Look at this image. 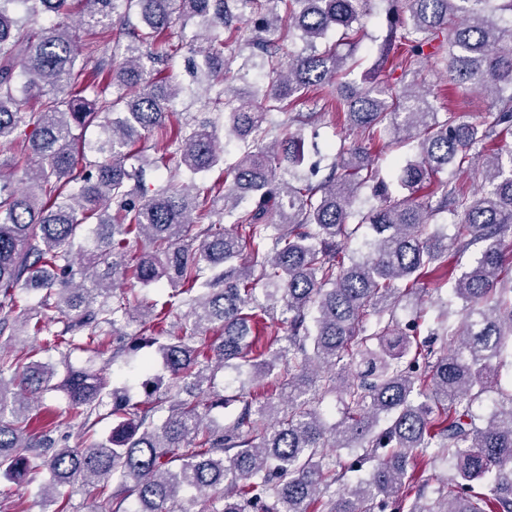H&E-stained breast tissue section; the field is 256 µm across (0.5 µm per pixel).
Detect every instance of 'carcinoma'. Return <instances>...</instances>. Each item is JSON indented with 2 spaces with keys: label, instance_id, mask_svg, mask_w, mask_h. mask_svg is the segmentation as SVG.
<instances>
[{
  "label": "carcinoma",
  "instance_id": "cac0c4a2",
  "mask_svg": "<svg viewBox=\"0 0 512 512\" xmlns=\"http://www.w3.org/2000/svg\"><path fill=\"white\" fill-rule=\"evenodd\" d=\"M367 2L0 0V145L16 147L13 173L0 168V478L47 472L44 512H70L59 487L77 482L85 512H175L180 492L216 489L214 512H512V386L500 384L512 354V149L495 148L512 134V0H386L373 75L337 83L327 114L295 111L353 71ZM43 14L54 21L37 30ZM71 16L88 42L60 22ZM179 21L204 30L190 48L197 83L224 85L225 134L245 146L213 196L170 186L147 196L142 184L144 168L171 160L192 174L224 163L207 125L168 128L184 88L142 63ZM397 45L402 72L443 64L453 85L492 100L488 118L448 108L440 120L426 95L378 80ZM226 48L248 51L235 74ZM252 70L265 82L246 95L232 83ZM326 115L354 137L314 184L299 170L305 130ZM144 132L160 156L136 147ZM387 134L414 151L392 181L373 164ZM473 161L485 168L477 188L440 177ZM365 187L369 206L357 209ZM219 209L233 228L204 223ZM442 213L452 239L433 224ZM354 241L367 251H349ZM438 272L454 280L461 321L445 308L420 339L397 310L418 307ZM121 281L170 292L143 304L116 294ZM19 289L42 295L22 305ZM277 314L286 334L261 343L255 328ZM130 321L148 331L120 335ZM39 336L53 337L63 377L27 346ZM110 338V360L140 357L139 402L90 367ZM76 350L88 366L67 365ZM226 370L231 394L215 390ZM58 390L65 410L32 426L30 403ZM330 395L341 405L331 427L320 411ZM235 403L223 426L202 413ZM75 425L82 447L55 439ZM438 463L454 477L429 498L418 469ZM366 465L367 479L347 483Z\"/></svg>",
  "mask_w": 512,
  "mask_h": 512
}]
</instances>
